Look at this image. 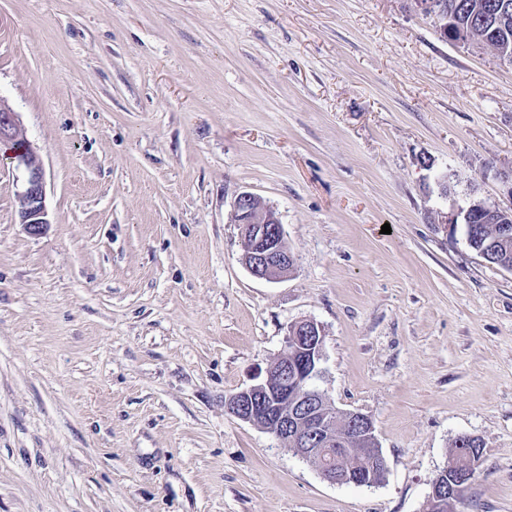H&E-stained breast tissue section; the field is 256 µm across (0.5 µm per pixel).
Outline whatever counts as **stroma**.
Segmentation results:
<instances>
[{
  "label": "stroma",
  "mask_w": 512,
  "mask_h": 512,
  "mask_svg": "<svg viewBox=\"0 0 512 512\" xmlns=\"http://www.w3.org/2000/svg\"><path fill=\"white\" fill-rule=\"evenodd\" d=\"M0 103L49 220L20 224L0 159V512H423L464 435L451 512H512V271L439 224L506 201L512 65L413 0H0ZM243 192L283 226L280 280L243 262ZM302 320L378 484L224 407Z\"/></svg>",
  "instance_id": "obj_1"
}]
</instances>
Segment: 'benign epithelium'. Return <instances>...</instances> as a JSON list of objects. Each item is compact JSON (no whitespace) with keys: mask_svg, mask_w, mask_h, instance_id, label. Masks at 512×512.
<instances>
[{"mask_svg":"<svg viewBox=\"0 0 512 512\" xmlns=\"http://www.w3.org/2000/svg\"><path fill=\"white\" fill-rule=\"evenodd\" d=\"M22 142L10 150V158L23 168L19 218L29 233L39 235L49 220L45 205V174L39 156L26 141L16 114L0 104V145ZM235 222L243 228L247 249L244 261L257 278L276 281L294 265V256L282 224L273 210L249 192L235 201ZM287 352L255 376L256 382L225 399L226 410L251 423L289 447L302 459L314 463L321 477L341 483L342 464L354 461L348 475L360 485L374 484L375 473L387 468L386 457L364 414H339L317 381L323 375L324 333L320 325L302 320L289 327ZM463 448L453 449L442 470H454L457 478L434 479L426 512H443L467 483L471 468L463 465Z\"/></svg>","mask_w":512,"mask_h":512,"instance_id":"1","label":"benign epithelium"}]
</instances>
